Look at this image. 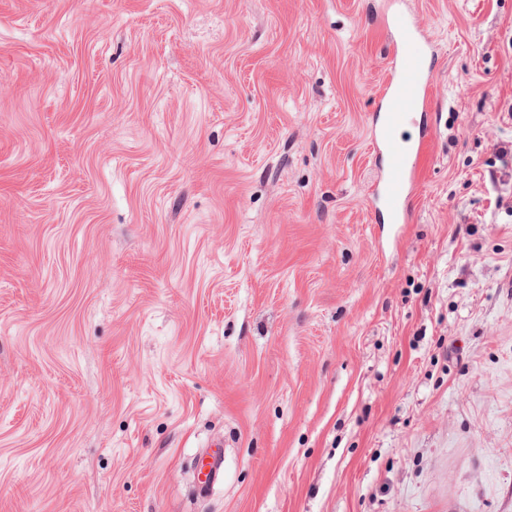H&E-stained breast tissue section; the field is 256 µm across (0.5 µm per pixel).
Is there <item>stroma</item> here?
<instances>
[{
  "label": "stroma",
  "instance_id": "35a3bbf8",
  "mask_svg": "<svg viewBox=\"0 0 512 512\" xmlns=\"http://www.w3.org/2000/svg\"><path fill=\"white\" fill-rule=\"evenodd\" d=\"M402 8L394 224L381 0H0V512H512V0ZM391 44L388 78L380 97L372 141L384 167L372 186V198L386 209L391 223L406 224L415 162L426 148L428 137L424 132L414 141L401 142L395 130L412 112H419L429 104L424 67L430 45L415 18L402 10L391 15ZM223 468V459L221 454L214 452L208 453L207 460L202 461L199 469L197 487L199 494L206 493L209 488L221 477Z\"/></svg>",
  "mask_w": 512,
  "mask_h": 512
}]
</instances>
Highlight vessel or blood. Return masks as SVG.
Here are the masks:
<instances>
[{
	"label": "vessel or blood",
	"instance_id": "vessel-or-blood-1",
	"mask_svg": "<svg viewBox=\"0 0 512 512\" xmlns=\"http://www.w3.org/2000/svg\"><path fill=\"white\" fill-rule=\"evenodd\" d=\"M391 57L388 78L380 97L373 148L384 167L372 186V197L387 211L395 224L407 223L410 215L409 195L415 181V162L423 153L427 135L413 141H399L395 130L414 112L429 103V84L425 75V55L429 43L414 18L403 11L391 16ZM223 459L220 453L202 461L197 480L199 493H206L221 477Z\"/></svg>",
	"mask_w": 512,
	"mask_h": 512
}]
</instances>
